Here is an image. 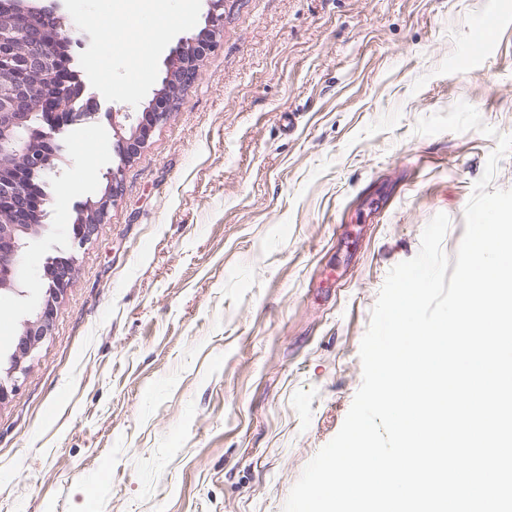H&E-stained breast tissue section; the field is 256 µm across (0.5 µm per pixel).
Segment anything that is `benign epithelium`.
<instances>
[{
  "label": "benign epithelium",
  "mask_w": 512,
  "mask_h": 512,
  "mask_svg": "<svg viewBox=\"0 0 512 512\" xmlns=\"http://www.w3.org/2000/svg\"><path fill=\"white\" fill-rule=\"evenodd\" d=\"M221 5L222 0H210L207 27L181 43L170 60L163 88L136 116L129 135L116 133L119 167L104 195L81 208L79 219L72 225L73 243L82 246L98 233L110 204L121 191L122 166L147 144L156 126L179 101L182 89L196 79L203 57L216 43ZM74 32L75 26L61 23L53 5L23 9L18 0H0V74L6 76V81L0 82V214L12 218L7 224L0 223V292L21 297L27 293L28 284L19 273L21 258L28 237L44 228L29 223V218L44 212L49 201L48 184L41 174L56 157L41 145L61 149L53 133L89 113L87 101L75 107L84 86L68 67ZM35 83L47 89L36 100L31 94ZM76 273L71 257H56L48 264L43 303L32 317L22 321L8 351L7 367L0 374V404L14 392L16 382L26 373V363L52 330L59 299Z\"/></svg>",
  "instance_id": "1"
}]
</instances>
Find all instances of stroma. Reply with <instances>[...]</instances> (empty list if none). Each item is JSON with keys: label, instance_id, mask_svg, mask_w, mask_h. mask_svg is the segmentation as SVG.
<instances>
[{"label": "stroma", "instance_id": "1", "mask_svg": "<svg viewBox=\"0 0 512 512\" xmlns=\"http://www.w3.org/2000/svg\"><path fill=\"white\" fill-rule=\"evenodd\" d=\"M180 2L96 0L77 21L69 0H26L78 23L71 67L94 110L55 133L27 297L0 294L6 344L49 259L76 260L0 404V512H283L362 384L389 271L439 213L455 256L497 146L476 130L420 135L418 121L464 101L512 135V0H223L197 78L120 165L114 124L207 25L208 0L189 19ZM481 15L493 45L475 60ZM116 169L120 196L75 246L79 209Z\"/></svg>", "mask_w": 512, "mask_h": 512}]
</instances>
